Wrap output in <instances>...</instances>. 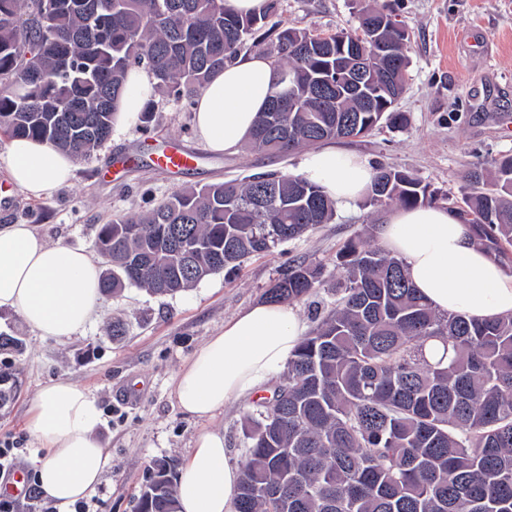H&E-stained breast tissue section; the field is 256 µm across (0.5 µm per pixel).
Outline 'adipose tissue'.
I'll return each mask as SVG.
<instances>
[{
  "mask_svg": "<svg viewBox=\"0 0 512 512\" xmlns=\"http://www.w3.org/2000/svg\"><path fill=\"white\" fill-rule=\"evenodd\" d=\"M274 71L261 52L238 57L214 74L196 99L193 124L210 151L236 147L265 108ZM77 160L48 144L15 139L8 151L13 184L32 198L52 196ZM303 173L337 204L358 200L373 171L359 156L331 147L306 153ZM383 248L401 257L415 288L443 314L493 318L512 313V275L473 240L465 216L440 206L392 211L379 229ZM101 269L83 249L49 244L30 224L0 225V309L16 311L33 331L67 340L97 314ZM303 328L291 305L261 302L226 322L178 372L179 408L211 420L229 401L255 390L288 360ZM98 409L80 385H44L27 429L39 444L28 460L44 499L65 508L84 498L110 459L96 432ZM241 468L218 430L201 432L184 459L176 488L180 512H236Z\"/></svg>",
  "mask_w": 512,
  "mask_h": 512,
  "instance_id": "obj_1",
  "label": "adipose tissue"
}]
</instances>
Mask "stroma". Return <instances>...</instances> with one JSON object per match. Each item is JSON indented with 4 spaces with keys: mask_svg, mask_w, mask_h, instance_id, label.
Listing matches in <instances>:
<instances>
[{
    "mask_svg": "<svg viewBox=\"0 0 512 512\" xmlns=\"http://www.w3.org/2000/svg\"><path fill=\"white\" fill-rule=\"evenodd\" d=\"M395 14L409 33L407 90L397 108L403 127L380 126L370 134L337 141L368 163H384L428 183L439 194H463V175L476 161L492 164L512 153V0H369ZM359 0H279L266 26L326 34L356 27ZM148 122L117 120L110 138L89 159L78 161L71 181L50 197L34 199L14 188L8 174L9 138L0 137V224H32L51 244L95 253L102 224L116 214L150 209L173 192L222 181H241L267 171L301 174L304 150L282 157L242 148L215 154L195 135L190 107L155 91ZM176 144L199 155L195 169L171 173L148 156ZM393 203L357 200L301 238L253 257L234 274L218 272L174 295H154L130 285L106 296L77 336L58 341L35 334L12 311L0 310V333L19 339L0 351V436L25 435L40 386L57 378L84 387L100 412L97 432L111 466L94 491L97 512H135L149 471L158 461L179 467L199 433L219 429L231 460L243 461L242 419L252 397L198 421L173 395L180 368L211 336L248 306L264 301L269 285L294 259L323 265L325 284L296 301L299 319L313 327L333 307L340 277L336 253L345 241L378 243L376 230ZM125 336L110 335L113 322Z\"/></svg>",
    "mask_w": 512,
    "mask_h": 512,
    "instance_id": "stroma-1",
    "label": "stroma"
}]
</instances>
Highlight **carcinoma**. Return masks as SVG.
<instances>
[{
  "label": "carcinoma",
  "instance_id": "carcinoma-1",
  "mask_svg": "<svg viewBox=\"0 0 512 512\" xmlns=\"http://www.w3.org/2000/svg\"><path fill=\"white\" fill-rule=\"evenodd\" d=\"M263 14L224 11V0H0V134L35 138L81 160L111 132L129 70L189 104L255 35ZM365 6L352 30L287 29L268 43L273 93L243 141L247 152L288 156L303 147L405 123L408 32ZM357 47L370 97L336 82ZM366 200L429 205V185L383 164ZM461 202L478 244L512 247V154L490 178L475 165ZM336 205L310 179L282 172L178 190L138 216L102 225V292L127 285L172 295L241 268L333 219ZM336 307L302 339L271 397L243 417L237 512H512V315L472 319L435 311L404 260L362 238L336 253ZM323 267L293 262L265 292L298 301L323 286ZM439 340L435 363L424 345ZM158 462L136 512H178Z\"/></svg>",
  "mask_w": 512,
  "mask_h": 512
}]
</instances>
